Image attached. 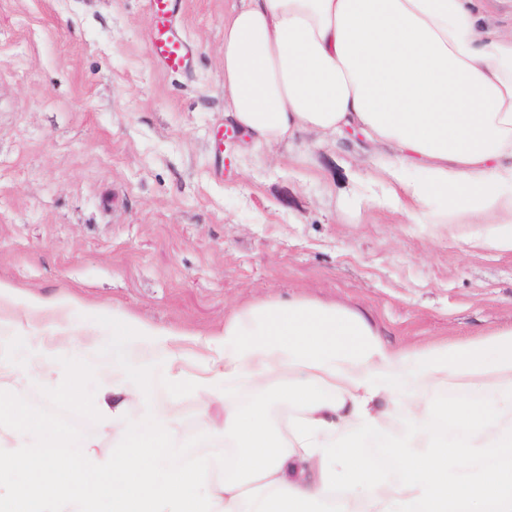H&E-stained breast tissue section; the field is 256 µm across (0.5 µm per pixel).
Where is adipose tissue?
Segmentation results:
<instances>
[{
	"instance_id": "ef3b65f1",
	"label": "adipose tissue",
	"mask_w": 512,
	"mask_h": 512,
	"mask_svg": "<svg viewBox=\"0 0 512 512\" xmlns=\"http://www.w3.org/2000/svg\"><path fill=\"white\" fill-rule=\"evenodd\" d=\"M224 116L256 147L303 131L361 134L378 149L377 169L407 197L409 223L512 226V28L493 22L483 0H235L224 19ZM418 169L426 181L414 178ZM436 193L449 197L447 210H431ZM20 302L18 322L9 312ZM76 310L111 318L110 335L76 336L67 323ZM39 323L46 333L32 354H0V387L46 384L50 356L81 345L99 386L87 400L76 388L70 395L99 434L69 455L51 451L38 420L0 427V467L29 476L0 478V512H101L105 500L111 512H382L412 491L324 492L321 456L303 450L361 426L356 400L400 436L403 425L378 409L379 398L399 399L403 416L422 420L428 394L461 380L478 399L494 388L505 411L473 446L512 426V329L394 350L357 314L288 300L235 312L202 338L68 293L26 300L0 281V328ZM219 387L234 403L207 433L230 449L191 452L178 398ZM273 387L299 411L286 438L273 428ZM132 401L147 424L139 433L129 429Z\"/></svg>"
}]
</instances>
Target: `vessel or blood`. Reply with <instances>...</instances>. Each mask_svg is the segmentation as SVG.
I'll return each instance as SVG.
<instances>
[{
    "instance_id": "obj_1",
    "label": "vessel or blood",
    "mask_w": 512,
    "mask_h": 512,
    "mask_svg": "<svg viewBox=\"0 0 512 512\" xmlns=\"http://www.w3.org/2000/svg\"><path fill=\"white\" fill-rule=\"evenodd\" d=\"M150 16L149 42L154 59L166 72H187L191 49L178 22L177 0H147Z\"/></svg>"
}]
</instances>
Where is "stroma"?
Returning <instances> with one entry per match:
<instances>
[{"label":"stroma","mask_w":512,"mask_h":512,"mask_svg":"<svg viewBox=\"0 0 512 512\" xmlns=\"http://www.w3.org/2000/svg\"><path fill=\"white\" fill-rule=\"evenodd\" d=\"M183 2L193 62L171 75L146 0H0V280L204 334L288 299L336 304L398 349L512 328L504 225L407 223L364 142L216 154L233 0ZM82 361L53 359L55 400L33 385L0 402L51 431L88 419L67 392Z\"/></svg>","instance_id":"35a3bbf8"}]
</instances>
